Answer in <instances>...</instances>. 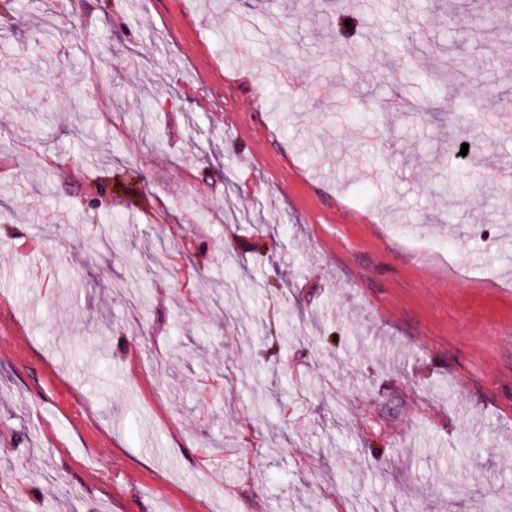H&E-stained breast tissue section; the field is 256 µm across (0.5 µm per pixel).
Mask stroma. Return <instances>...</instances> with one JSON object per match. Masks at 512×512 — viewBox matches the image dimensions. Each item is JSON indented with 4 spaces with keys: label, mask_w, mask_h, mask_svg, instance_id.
Segmentation results:
<instances>
[{
    "label": "stroma",
    "mask_w": 512,
    "mask_h": 512,
    "mask_svg": "<svg viewBox=\"0 0 512 512\" xmlns=\"http://www.w3.org/2000/svg\"><path fill=\"white\" fill-rule=\"evenodd\" d=\"M468 3L0 0V512H512V0ZM451 137L497 163L448 196Z\"/></svg>",
    "instance_id": "stroma-1"
}]
</instances>
